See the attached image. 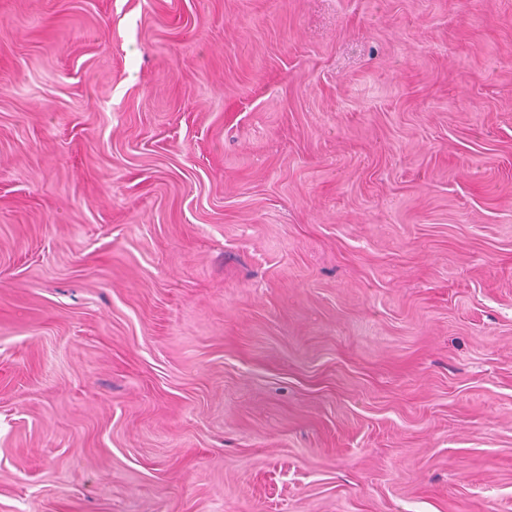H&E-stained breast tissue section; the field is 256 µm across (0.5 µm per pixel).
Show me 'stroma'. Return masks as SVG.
<instances>
[{
  "label": "stroma",
  "mask_w": 512,
  "mask_h": 512,
  "mask_svg": "<svg viewBox=\"0 0 512 512\" xmlns=\"http://www.w3.org/2000/svg\"><path fill=\"white\" fill-rule=\"evenodd\" d=\"M0 512H512V0H0Z\"/></svg>",
  "instance_id": "stroma-1"
}]
</instances>
